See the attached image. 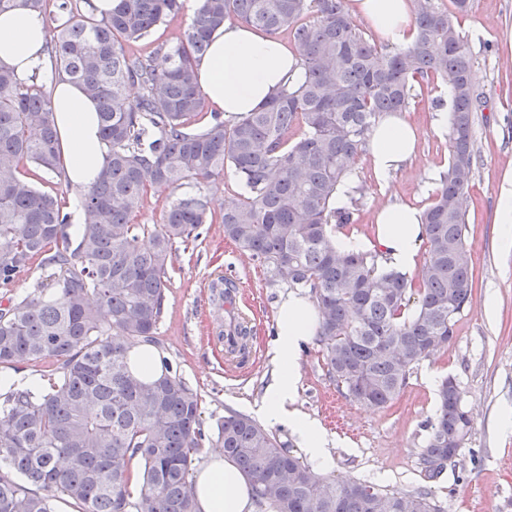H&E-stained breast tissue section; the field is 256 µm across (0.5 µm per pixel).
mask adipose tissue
I'll return each mask as SVG.
<instances>
[{"label":"adipose tissue","instance_id":"ef3b65f1","mask_svg":"<svg viewBox=\"0 0 512 512\" xmlns=\"http://www.w3.org/2000/svg\"><path fill=\"white\" fill-rule=\"evenodd\" d=\"M349 8L382 40L401 47L411 42L410 0H351ZM46 41L47 29L38 13L18 7L0 14V64L11 68L21 82L36 77L45 84L68 178L72 184L87 186L98 176L108 152L100 136L96 105L77 85L54 74ZM302 78L303 72L285 44L230 24L212 33L209 52L198 69L209 106L228 119L254 111L284 85ZM417 141L416 127L404 114L392 112L381 118L368 147L380 183H388L394 171L412 160ZM375 222V246L389 265L402 272L413 269L422 233L419 208L391 202L377 211ZM316 325L317 310L311 300L293 292L282 295L276 371L260 413L270 423H288L309 457L325 465L330 450L321 426L288 409L300 377L301 344L314 335ZM193 491L198 512H252V482L223 449H207L205 462L194 473Z\"/></svg>","mask_w":512,"mask_h":512}]
</instances>
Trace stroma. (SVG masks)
I'll return each mask as SVG.
<instances>
[{
	"instance_id": "1",
	"label": "stroma",
	"mask_w": 512,
	"mask_h": 512,
	"mask_svg": "<svg viewBox=\"0 0 512 512\" xmlns=\"http://www.w3.org/2000/svg\"><path fill=\"white\" fill-rule=\"evenodd\" d=\"M475 63L482 105L473 136L479 161L469 191L466 246L474 274L472 303L460 316L448 349L414 368L399 398L379 409L360 404L329 378L316 339L299 354L300 378L293 410L318 420L331 453L326 478H360L400 492L428 489L443 512H512V431L503 427L512 408V250L496 221L499 187L512 176V0H472L459 20ZM445 86L426 81L407 110L420 131L415 159L379 187L366 154L355 159L358 204L354 222L337 238L375 242V213L387 199L426 208L450 141L432 129L436 99ZM238 285V313L251 330V354L239 368L224 366L215 333L227 313L211 303L218 276ZM157 339L174 372L197 391L206 432L227 411L260 419L264 390L275 368L277 312L287 285H269L260 260L225 238L222 224L202 225L197 239L176 242ZM454 376L473 419L469 440L442 473L426 478L420 462L425 424L436 413L434 389Z\"/></svg>"
}]
</instances>
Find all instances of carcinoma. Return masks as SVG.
<instances>
[{
	"label": "carcinoma",
	"instance_id": "cac0c4a2",
	"mask_svg": "<svg viewBox=\"0 0 512 512\" xmlns=\"http://www.w3.org/2000/svg\"><path fill=\"white\" fill-rule=\"evenodd\" d=\"M90 0H0L44 15L55 72L97 105L108 147L97 179L81 189L83 225L70 248L65 198L21 174L62 175L60 139L44 84L21 85L0 65V288L35 261L54 268L21 300L0 308V368L50 359L38 385L0 384V512H196L188 480L207 439L200 397L163 363L144 381L128 347L157 344L173 244L212 222L203 186L231 168L247 196L224 211V236L258 257L273 284L310 291L328 373L352 399L391 404L413 369L448 347L470 306L466 248L469 189L478 152L477 75L456 20L470 0H411L413 44L387 51L356 24L345 0H196L182 36L145 52L138 42L181 12L183 0H118L96 18ZM288 33L304 81L234 119L203 117L197 65L227 21ZM452 93L448 168L422 213L426 250L417 278L381 265L378 251L342 249L357 199L336 206L381 117L408 109L415 84ZM139 88L132 99L128 88ZM303 137L288 143L295 126ZM180 191L163 223H135L147 187ZM420 459L428 472L454 458L472 420L448 376ZM224 448L254 483L262 512H442L425 491L398 492L358 478L331 481L251 417L217 425ZM139 459L141 470L131 469Z\"/></svg>",
	"mask_w": 512,
	"mask_h": 512
}]
</instances>
